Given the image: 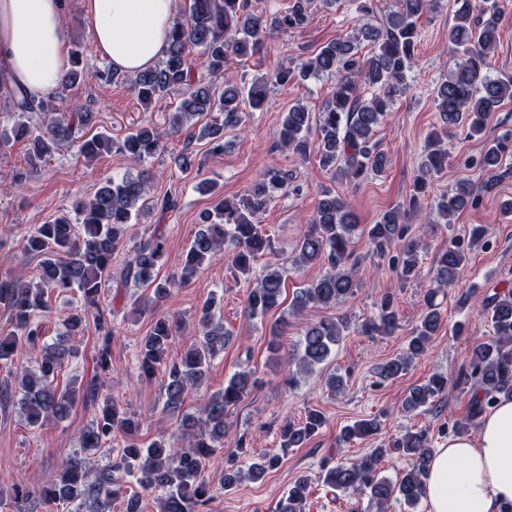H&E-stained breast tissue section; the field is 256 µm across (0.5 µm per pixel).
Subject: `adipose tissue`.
Returning a JSON list of instances; mask_svg holds the SVG:
<instances>
[{"instance_id":"ef3b65f1","label":"adipose tissue","mask_w":512,"mask_h":512,"mask_svg":"<svg viewBox=\"0 0 512 512\" xmlns=\"http://www.w3.org/2000/svg\"><path fill=\"white\" fill-rule=\"evenodd\" d=\"M65 0H0V68L35 98L69 67ZM98 53L134 75L162 56L175 0H81ZM426 512H503L512 504V396L499 397L475 435L449 436L424 480Z\"/></svg>"}]
</instances>
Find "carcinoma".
I'll return each instance as SVG.
<instances>
[{
  "label": "carcinoma",
  "instance_id": "1",
  "mask_svg": "<svg viewBox=\"0 0 512 512\" xmlns=\"http://www.w3.org/2000/svg\"><path fill=\"white\" fill-rule=\"evenodd\" d=\"M311 0H293L282 16H269L249 4V0H190L188 14L174 19L161 60L134 76L132 84L138 99L145 105L172 92L182 91V98L170 113V131L177 133L188 123L216 112L218 116L199 128L198 138L207 140L212 152L224 149V130L242 122V112L258 110L266 100V85L272 81L285 84L290 80L327 75L334 79L331 94L318 118H313L305 105L297 103L284 113L280 139L284 146L300 156L315 153L322 167L345 178L358 180L368 174L378 175L388 166L386 154L372 141L395 95L407 89V74L417 44L418 22L433 11L438 0H397V9L379 17L376 23H364L356 40L336 39L322 46L315 55L302 60L296 69L283 68L273 77L249 84L226 83L217 87L214 78L224 76V66L232 59L247 60L258 53L267 38L278 30L303 31L309 20ZM488 18L476 14L468 4L456 11L448 28V44L457 63L436 89L435 101L443 122L462 125L468 137L483 134L488 114L504 102L512 101V76L491 78L486 74L487 55L499 42L495 19L497 3L491 4ZM367 41L372 53H359L357 42ZM199 50L205 56L207 71L213 80L205 83L192 79L188 67L191 53ZM72 66L60 78L58 86H71L82 78L79 51L71 53ZM372 90L365 97L361 86ZM0 94L6 95L9 107L17 112L11 125L0 126V142H28L27 163L32 170L41 168L62 146L74 142L78 126L90 120L82 107L57 113L52 98L36 99L14 87L0 70ZM163 148L161 135L142 127L129 133L118 151L128 161L140 164ZM504 142L486 145L476 165L484 176L480 186L468 180L457 182L437 205L438 215L453 217L472 206L478 193H489L503 173ZM112 152V139L96 135L79 144L80 156L89 159ZM448 151L441 137L434 134L427 146L425 159L414 183L410 205L415 206L425 193L429 178L446 168ZM152 173L141 170L137 175H124L104 180L94 194L76 203V220L59 215L45 224H37L26 239V250L41 258L38 281L20 275H0V308L5 310L11 326L0 335V361L10 362L21 350L35 353L37 371L20 377L18 404L29 425L42 424L51 417L65 418L75 400V390L60 389L55 382L62 366L73 357L74 349L58 339L48 342L47 328L37 319L46 307L45 289L61 293L78 291L80 305L70 310L65 319L69 333L80 334L89 320H94L101 333L97 365L105 375L112 370V331L109 313L98 304L101 289L112 283V255L134 218L150 210L160 215L175 210L177 202L167 195L159 201H148ZM298 191L286 171L268 170L242 194L227 199L218 197L205 216V224L196 232L188 248L178 279L161 280L157 267L166 255L167 239L159 229L141 238L132 248L120 272L121 285L152 289V295L136 301L140 312L156 311L165 303L171 289L189 283L216 253L229 252L230 266L237 275L253 272L256 262L269 257L262 274L248 294L247 309L251 316L265 315L281 306L285 298V281L279 263L270 259L275 246L258 215L274 201L276 195ZM82 229H77V226ZM357 219L348 202L330 188L318 191L314 214L308 229L297 244L295 262L321 263L328 271L295 293L292 309L302 312L310 306L334 305L354 296L359 283L355 277L352 233ZM368 237L377 254L390 256L408 279L415 275L418 239L409 235L401 208L385 211L371 225ZM488 245L487 231L482 225L471 228L469 236L453 239L435 258V283L427 292L426 307L412 328L405 349L378 367L382 379L405 374L413 361L429 348L433 337L443 326V318L435 299L438 288L455 281L464 269L469 251ZM222 298L212 295L204 302L198 323L202 339L179 358L167 357L172 331L180 328V317L161 312L154 317L150 332L139 352L140 376L150 379L164 372L166 409L180 410L187 395L206 386L208 366L214 355L224 349L230 333L215 321ZM482 313L489 317L494 335L477 341L468 354V367L463 378L475 381L479 394L468 404V417L475 418L491 407L502 394L512 395V291L497 292L486 297ZM350 322L345 317L309 323L303 330L295 353L298 366L309 370L324 363L346 332ZM399 328L398 316L390 297L380 303L377 315L365 320L360 330L368 335H390ZM254 388L251 372L232 376L224 390L204 402L203 417L183 414L179 420L182 435L191 439L188 447L174 448L160 436L148 447L138 443L141 421L127 414L114 398L99 397L100 385L89 384L86 397L102 406L81 437L83 450L102 447L121 435L125 445L111 462L91 470L83 455L69 457L54 479L41 489L21 485L11 487L14 498L37 496L49 503L69 506L68 512H112V500L123 498L124 512H142L140 499L132 494L123 497L124 477L135 478L147 492H160L159 512H206L211 484L206 474V461L224 445L229 410L243 401ZM448 396V379L433 375L415 386L405 400V409L413 411ZM325 422L321 411L311 409L300 423L288 422L281 431L282 447L301 448L310 441ZM380 423L375 418L359 419L345 426L336 439L348 444L377 434ZM396 450L411 460V467L395 482L381 476L379 463L389 452L374 448L369 454L351 462L325 463L319 474L323 483L337 491L369 494L378 512H386L391 501L399 500L410 507L419 504L423 495L426 469L432 454V441L425 430H407L395 441ZM280 463L277 455L265 456L242 468L230 461L224 468V487L230 488L243 479L258 480ZM310 479L298 478L280 501L277 512H304Z\"/></svg>",
  "mask_w": 512,
  "mask_h": 512
}]
</instances>
